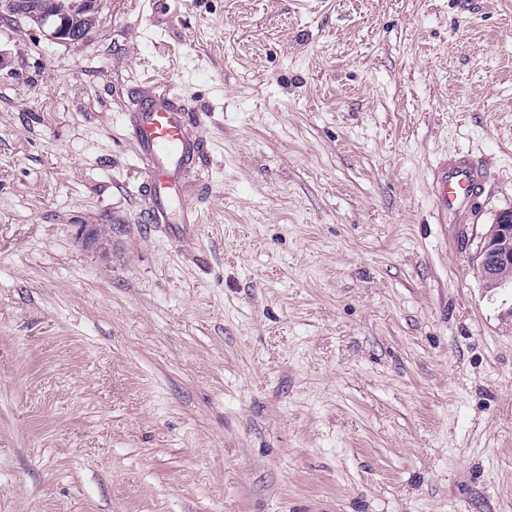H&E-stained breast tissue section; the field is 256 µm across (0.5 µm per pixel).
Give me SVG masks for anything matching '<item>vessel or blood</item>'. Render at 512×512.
Instances as JSON below:
<instances>
[{"instance_id":"1","label":"vessel or blood","mask_w":512,"mask_h":512,"mask_svg":"<svg viewBox=\"0 0 512 512\" xmlns=\"http://www.w3.org/2000/svg\"><path fill=\"white\" fill-rule=\"evenodd\" d=\"M126 127L143 177L139 189L145 205L139 223L164 225L178 234L190 232L201 215L188 202L189 177L205 150L195 132L196 115L167 86L156 85L140 92L138 108L127 117ZM482 181L481 171L467 156L443 157L434 174L437 211H465Z\"/></svg>"}]
</instances>
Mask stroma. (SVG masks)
Instances as JSON below:
<instances>
[{
	"mask_svg": "<svg viewBox=\"0 0 512 512\" xmlns=\"http://www.w3.org/2000/svg\"><path fill=\"white\" fill-rule=\"evenodd\" d=\"M0 16V512H512V0ZM201 116L187 239L125 114ZM487 180L441 218L433 170ZM112 234L87 247L80 227ZM81 2L82 0H11L9 11L10 14L21 17L22 14L35 7L56 9L63 16L65 24L73 34L77 31L85 36L95 27L97 12L94 14V17H90L91 13L82 8ZM23 17H28L29 20L41 27L48 26L52 29L51 37L56 40L78 41V39L72 36V33L68 32L63 22H58L52 13L37 9L28 12L27 16ZM512 210L501 211L482 237L479 251L478 271L486 284L505 288L508 282L503 280L499 272L505 266H512Z\"/></svg>",
	"mask_w": 512,
	"mask_h": 512,
	"instance_id": "stroma-1",
	"label": "stroma"
}]
</instances>
